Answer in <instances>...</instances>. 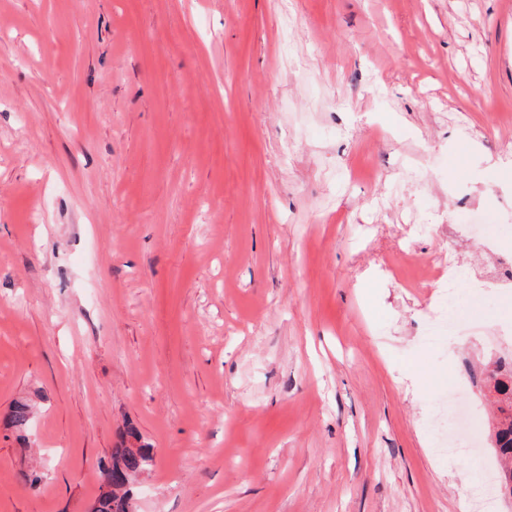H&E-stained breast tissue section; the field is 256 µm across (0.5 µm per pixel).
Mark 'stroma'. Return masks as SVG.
<instances>
[{"label":"stroma","mask_w":512,"mask_h":512,"mask_svg":"<svg viewBox=\"0 0 512 512\" xmlns=\"http://www.w3.org/2000/svg\"><path fill=\"white\" fill-rule=\"evenodd\" d=\"M504 252L512 0H0V512H479ZM442 288H444L442 297L446 308L429 324L428 337L432 342L440 340L448 321L462 322L464 320V310L469 303L468 296L459 294L455 279L448 278V285ZM153 454L146 445L133 448L123 437L112 450L111 463L104 469L109 490L94 503L95 512H132L131 483L153 463ZM112 474V480L110 479Z\"/></svg>","instance_id":"obj_1"}]
</instances>
